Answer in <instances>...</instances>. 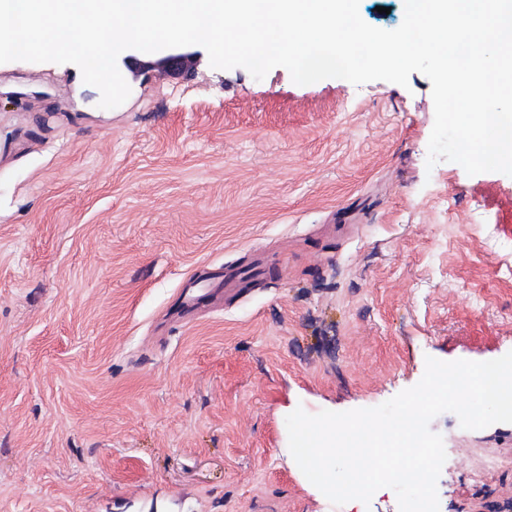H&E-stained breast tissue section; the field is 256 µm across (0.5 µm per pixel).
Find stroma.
I'll list each match as a JSON object with an SVG mask.
<instances>
[{"label":"stroma","mask_w":512,"mask_h":512,"mask_svg":"<svg viewBox=\"0 0 512 512\" xmlns=\"http://www.w3.org/2000/svg\"><path fill=\"white\" fill-rule=\"evenodd\" d=\"M190 51L113 109L75 65L0 63V512H399L331 503L286 417L512 351V176L428 165L422 73ZM431 428L439 512H512V423Z\"/></svg>","instance_id":"obj_1"}]
</instances>
